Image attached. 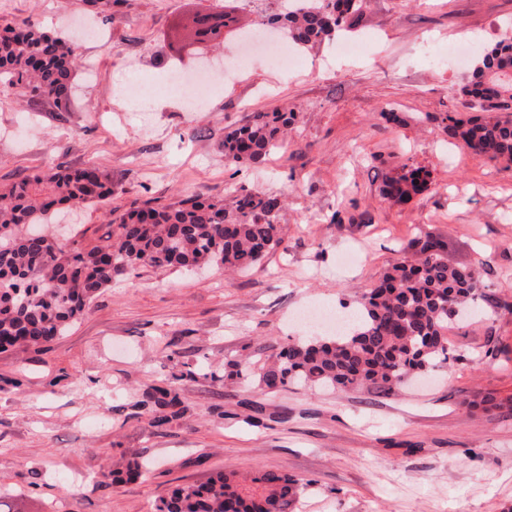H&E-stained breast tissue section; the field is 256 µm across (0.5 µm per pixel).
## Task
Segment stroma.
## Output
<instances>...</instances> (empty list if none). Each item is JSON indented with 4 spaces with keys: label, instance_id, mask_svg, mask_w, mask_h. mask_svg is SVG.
Listing matches in <instances>:
<instances>
[{
    "label": "stroma",
    "instance_id": "stroma-1",
    "mask_svg": "<svg viewBox=\"0 0 512 512\" xmlns=\"http://www.w3.org/2000/svg\"><path fill=\"white\" fill-rule=\"evenodd\" d=\"M225 6L223 43L181 49L175 24L187 9ZM288 0H122L106 38L87 40L67 19L82 0H0V27L29 19L98 61L78 72L69 112L0 103V184L53 159L97 163L112 196L78 212L89 243L110 231L108 212L223 197L245 185L286 196L283 243L245 273L144 268L113 282L64 336L0 353V500L12 512H154L178 485L217 471H283L309 481L292 512H512V166L481 161L445 130V112L479 109L460 94L465 70L432 65L448 47L474 53L512 35V0H368L354 38L298 48L281 69L252 57L232 81L216 80L196 111L172 71L238 53L240 34L286 12ZM149 82L150 106L122 93ZM295 113L286 148L259 165L224 161V130L248 114ZM395 120H385V113ZM428 171L408 202L383 199L403 165ZM448 244L450 264L481 263L478 313L448 329L449 359L395 394L317 387L277 393L224 378V363L261 366L273 346L307 336L292 312L342 309L394 263L409 239ZM181 354L184 417L163 430L135 409ZM497 406H480L485 394ZM254 396L273 415L261 428L238 416ZM221 414H213V407ZM147 463L146 477L113 483L103 471Z\"/></svg>",
    "mask_w": 512,
    "mask_h": 512
}]
</instances>
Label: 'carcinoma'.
I'll return each instance as SVG.
<instances>
[{"label":"carcinoma","instance_id":"cac0c4a2","mask_svg":"<svg viewBox=\"0 0 512 512\" xmlns=\"http://www.w3.org/2000/svg\"><path fill=\"white\" fill-rule=\"evenodd\" d=\"M95 16L112 22L118 0H83ZM279 17L289 36L308 48L346 32L364 15L367 0H295ZM85 62L67 40L27 20L0 30V97L70 111L72 82ZM460 94L482 115H445L448 134L476 158L512 165V36L497 40L475 58ZM294 113L253 112L224 133L229 164H260L285 147ZM423 169L409 167L384 182L382 197L407 202L422 191ZM112 196V173L98 164H49L42 171L0 187V352L38 347L63 335L87 313L112 282L144 266H217L249 270L282 243L278 224L285 200L276 193L236 188L229 199L181 196L165 205L132 207L110 220L112 231L94 243L61 239L45 225L57 205L81 208ZM403 260L356 300L348 327L334 336L300 339L277 348L263 365L260 382L274 392L290 385L340 390L399 388L414 374L448 361V323L466 304L485 297L480 272L448 264L444 241L418 234ZM183 374L163 375L148 399L135 406L163 430L185 414ZM252 427H263L267 407L240 401ZM147 474L139 462L125 472L109 470L113 483ZM286 473L268 471L245 481L215 473L201 484L177 486L155 512H288L307 489Z\"/></svg>","mask_w":512,"mask_h":512}]
</instances>
